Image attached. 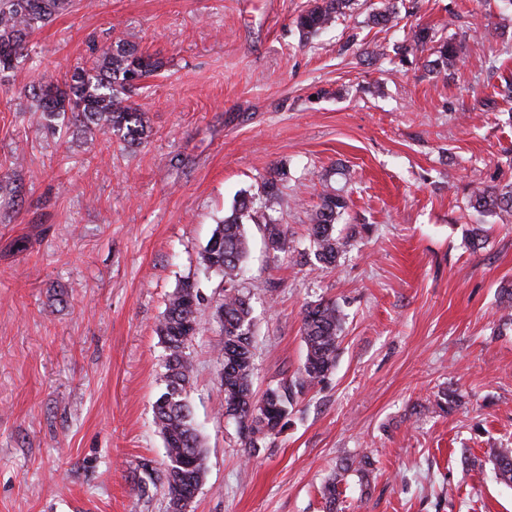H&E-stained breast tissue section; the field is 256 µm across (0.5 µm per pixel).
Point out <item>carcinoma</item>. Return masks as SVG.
<instances>
[{
	"label": "carcinoma",
	"mask_w": 512,
	"mask_h": 512,
	"mask_svg": "<svg viewBox=\"0 0 512 512\" xmlns=\"http://www.w3.org/2000/svg\"><path fill=\"white\" fill-rule=\"evenodd\" d=\"M62 5L61 0H0V78L12 71L27 49V38L48 25ZM354 0H312L296 19L302 36L308 38L336 23L352 9ZM372 23L388 30L398 26V14L392 6L372 14ZM433 39L431 30L419 27L403 37L398 46L401 61L407 54L422 52ZM435 59L429 64L451 71L460 62V46L455 39L439 42ZM162 62L122 39L94 50L82 67L57 77L53 74L24 89L31 101L37 125L54 130L61 119L83 134L101 131L115 135L130 147L150 136L146 113L135 107L133 96L138 81L155 73ZM469 206L491 215L502 224L512 223V182L503 186L474 183ZM348 207L341 188H326L320 203L309 214V237L318 263H336L350 242V236L336 233V224ZM250 201L244 199L216 225L201 253L204 269L222 277L224 297L215 307L219 325L216 347L220 366V385L224 389L223 411L227 418L244 425L250 435L239 437L241 447L254 455L277 438L288 426L298 399L326 382L336 368L345 315L336 303L315 301L306 305L302 316V335L306 355L296 376L268 387L261 398L253 390L255 345L253 317L249 298L236 285L237 271L247 256L244 219ZM269 248L286 251L287 241L278 224L266 225ZM203 297L199 288L187 280L171 294L157 326V334L166 347L164 361L165 392L154 403V425L163 438L164 469H148L141 463L145 478L137 483L139 496L159 488L167 502V512H182L181 501L199 489L207 472V455L200 432L194 426L188 401L193 365L187 345L201 324ZM460 403L457 391L446 389L433 401L437 413L449 414ZM490 462L496 476L512 483V448H493ZM372 462L363 454L342 458L322 486L326 512H337L342 485L350 477L367 478Z\"/></svg>",
	"instance_id": "carcinoma-1"
}]
</instances>
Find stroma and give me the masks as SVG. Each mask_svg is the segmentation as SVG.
<instances>
[{
  "label": "stroma",
  "instance_id": "stroma-1",
  "mask_svg": "<svg viewBox=\"0 0 512 512\" xmlns=\"http://www.w3.org/2000/svg\"><path fill=\"white\" fill-rule=\"evenodd\" d=\"M394 4L408 27L462 44L455 73L401 63L402 32L369 19ZM308 0H63L0 82V512H166L139 496V460L163 467L153 404L166 354L155 329L169 295L220 276L199 255L245 197L254 388L300 368L306 304L346 315L336 369L303 395L258 454L220 414L218 325L189 344L188 399L208 454L193 512H324L339 458L373 459L343 512H512L491 449L512 448V223L467 206L472 180L512 182V98L475 93L512 76V10L501 0H359L303 38ZM158 57L135 101L151 125L127 147L30 120L22 90L85 64L115 38ZM500 71H492L490 54ZM279 196L265 202L264 180ZM344 187L338 229L358 233L336 265L314 258L308 215ZM288 250L268 251L265 225ZM484 224L487 240L467 231ZM457 390L451 414L435 394Z\"/></svg>",
  "mask_w": 512,
  "mask_h": 512
}]
</instances>
